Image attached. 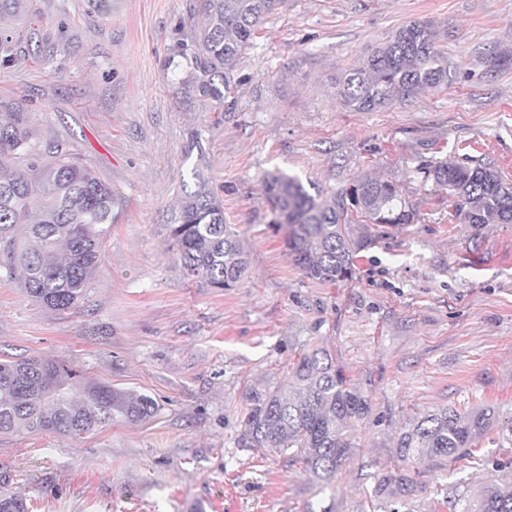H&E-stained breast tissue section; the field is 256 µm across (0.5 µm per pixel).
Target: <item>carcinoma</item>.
Returning <instances> with one entry per match:
<instances>
[{
  "label": "carcinoma",
  "mask_w": 512,
  "mask_h": 512,
  "mask_svg": "<svg viewBox=\"0 0 512 512\" xmlns=\"http://www.w3.org/2000/svg\"><path fill=\"white\" fill-rule=\"evenodd\" d=\"M281 0H196L203 19L179 54L185 68L172 78L179 93L234 110L236 66L263 21ZM39 0H0V61L16 58ZM432 20L413 21L376 46L362 65L336 77L341 104L372 112L448 87V56L437 46ZM14 160L0 173V255L4 269L21 272L29 296L58 313L76 308L101 264L106 225L115 222L122 199L88 165L60 145L40 149L28 112L15 104L0 113V158ZM422 182L461 199V219L476 227L512 224V184L486 165L448 161L416 169ZM183 185L168 224L169 247L184 276L213 288H232L246 272L240 232L224 223V203L199 171ZM265 203L283 243L306 276L334 285L352 275L357 254L374 243L371 224H413L419 213L396 185L364 177L323 198L296 179L266 175ZM72 373L50 360L0 362V434L81 435L114 423L135 424L154 416L145 394L90 383L77 390ZM252 407L238 444L244 448L296 449L306 472L331 483L354 448L350 432L370 403L336 366L330 352L315 348L293 362L286 388L251 396ZM489 409L461 413L442 408L423 415L398 437L397 459L439 461L464 454L493 424ZM407 470L386 475L375 487L384 502L415 491ZM0 512H28L21 496L0 493ZM454 512H512V490L494 483L476 498L457 496Z\"/></svg>",
  "instance_id": "carcinoma-1"
}]
</instances>
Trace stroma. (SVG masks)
Masks as SVG:
<instances>
[{
	"label": "stroma",
	"instance_id": "obj_1",
	"mask_svg": "<svg viewBox=\"0 0 512 512\" xmlns=\"http://www.w3.org/2000/svg\"><path fill=\"white\" fill-rule=\"evenodd\" d=\"M194 3L41 0L29 52L0 66V102L23 103L38 147L63 144L123 201L76 310L47 309L0 267V360L45 358L157 403L150 419L80 436L0 434V492L29 512H381L374 487L397 467L400 431L446 407L495 421L470 455L413 462L421 486L397 512H451L453 489L512 485V224L458 223L457 199L416 173L448 159L512 183V70L489 64L512 53V0H282L237 65L227 114L170 83ZM425 19L448 86L374 112L342 106L336 74ZM197 167L241 234L249 269L234 288L186 279L168 249ZM274 171L325 196L388 179L419 219L371 227L351 278L323 285L274 232ZM314 347L370 403L325 488L288 455L238 444L251 394L286 387Z\"/></svg>",
	"mask_w": 512,
	"mask_h": 512
}]
</instances>
